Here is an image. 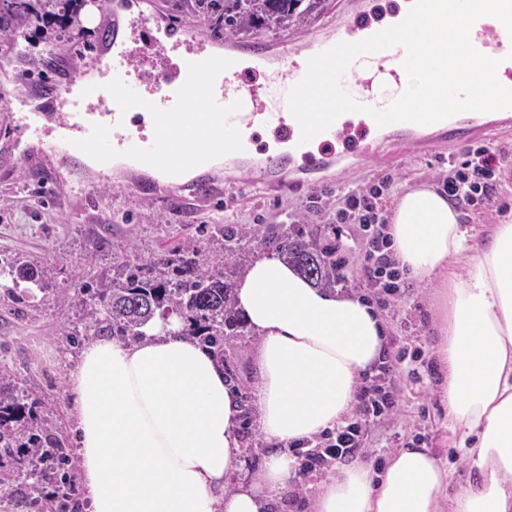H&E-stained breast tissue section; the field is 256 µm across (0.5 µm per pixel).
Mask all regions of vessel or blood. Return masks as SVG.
<instances>
[{
    "instance_id": "1",
    "label": "vessel or blood",
    "mask_w": 512,
    "mask_h": 512,
    "mask_svg": "<svg viewBox=\"0 0 512 512\" xmlns=\"http://www.w3.org/2000/svg\"><path fill=\"white\" fill-rule=\"evenodd\" d=\"M451 2L470 25L472 46L495 53L494 76L501 85L497 109L512 112V55H499L496 28L475 0ZM109 11L105 49L78 76L46 91L48 110L28 113L25 143L6 139L0 163L11 165L40 152L51 136L64 148L61 166L91 160L107 167L117 160L133 175L148 168L153 175L142 179L141 192L150 195L169 185L171 203L182 206L188 197L209 194L213 171L228 152L257 157L263 179L281 188L340 160H360L384 144H452L464 138L490 144L496 138L498 120L478 108L424 117L414 101L398 104L370 92L353 97L350 87L359 79L365 50L350 44L341 28L310 42L306 59L291 60L278 71L285 93L265 107L264 89L252 77L269 64L268 43L235 42L219 57L212 41L184 29L165 30L162 20L142 10L140 0H110ZM413 52L408 42L387 40L381 77L405 89L397 64ZM245 56L252 60L247 68L240 65ZM342 111L357 114L358 122H337ZM382 112L391 113L388 124H368V117ZM262 129L271 130L285 151L259 154Z\"/></svg>"
}]
</instances>
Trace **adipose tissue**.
Listing matches in <instances>:
<instances>
[{"mask_svg": "<svg viewBox=\"0 0 512 512\" xmlns=\"http://www.w3.org/2000/svg\"><path fill=\"white\" fill-rule=\"evenodd\" d=\"M399 37L420 53L402 61L425 111L448 104L440 86L461 74L472 102L491 108L495 59L469 50L448 7L396 0L353 33L379 53ZM442 61L445 73L432 72ZM395 259L437 281L438 392L467 469L458 481L430 449L395 452L384 473L357 459L324 480L312 512H512V217L475 228L448 198L421 186L389 215ZM238 309L259 336L254 414L268 448L249 473L240 398L177 316L155 318L141 341L98 336L82 347L68 390L84 512H285L297 489L292 449L335 428L356 404L387 329L366 300L309 284L276 258L242 270Z\"/></svg>", "mask_w": 512, "mask_h": 512, "instance_id": "ef3b65f1", "label": "adipose tissue"}]
</instances>
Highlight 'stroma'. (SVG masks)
<instances>
[{
  "label": "stroma",
  "instance_id": "obj_1",
  "mask_svg": "<svg viewBox=\"0 0 512 512\" xmlns=\"http://www.w3.org/2000/svg\"><path fill=\"white\" fill-rule=\"evenodd\" d=\"M323 5L299 35L265 29L260 35L277 42L305 43L351 16L345 0H324ZM109 20V15L98 11L84 17L85 50L79 55L73 46L57 39L53 26L25 15L20 25L26 34L22 53L13 59V81L21 94L14 111H33L45 88L89 63L99 48L97 28ZM470 147V142L461 140L448 154L408 149L375 154L349 168H332L323 179L288 188L264 182L249 165L230 166L206 202L183 211L172 208L167 194L145 197L135 184L116 177L113 171L61 168L51 149L10 169H0V256L41 261L48 284L44 291L26 290L17 310L0 301V370L9 372L29 399L42 403L64 439H72L68 385L78 348L59 336L56 323L63 299L73 297L77 284L91 277H111L113 255L103 249V241H111L113 247L130 246L148 258L157 252L163 237L180 238L204 224L252 227L289 225L300 219L307 239L322 244L334 237L332 220L341 187L362 188L392 178L385 194L390 205L422 184L438 191L448 175L449 156H461ZM497 179L492 215H485L480 206L463 203L459 209L465 223L497 224L512 213V170L501 171ZM77 180L88 182L86 193L72 191ZM314 195L319 203L313 211L309 201ZM436 288L433 282L402 279L398 298L380 311L390 329L388 350L400 358L394 384L401 411L396 418L372 427L369 446L372 461L384 462L398 448L417 443L434 452L463 480L467 470L453 446L447 410L436 391L439 371L431 353V299ZM256 346L257 339L250 332L226 346V357L237 373V387L247 397L253 394Z\"/></svg>",
  "mask_w": 512,
  "mask_h": 512
}]
</instances>
